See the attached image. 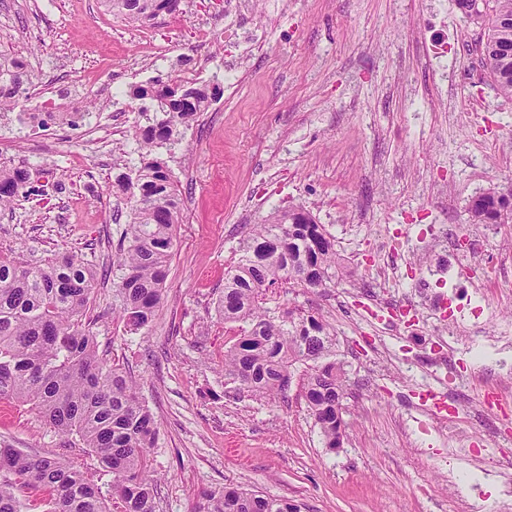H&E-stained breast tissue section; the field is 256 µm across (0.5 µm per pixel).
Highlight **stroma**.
Listing matches in <instances>:
<instances>
[{
    "label": "stroma",
    "mask_w": 512,
    "mask_h": 512,
    "mask_svg": "<svg viewBox=\"0 0 512 512\" xmlns=\"http://www.w3.org/2000/svg\"><path fill=\"white\" fill-rule=\"evenodd\" d=\"M487 18L458 0H179L174 13L136 24L98 0H0V50L24 56L34 92L28 110L77 102L93 124L59 131L49 147L0 130V160L26 163L39 183L0 209V259L42 263L76 253L98 276L91 330L108 362L135 383L159 430L151 464L160 512H198L204 491L226 486L294 501L300 512H493L512 482V445L468 431L495 471L469 467L453 494L446 436L421 432L416 399L453 383L431 361L435 319H375L377 282L393 237L423 246L439 225L467 240L479 194L512 188V101L501 96L476 46ZM446 50L448 66L433 67ZM237 75L225 85V72ZM208 86L214 98L185 128L168 165L183 210L164 300L149 329L127 332L112 313V256L127 228L116 179L139 122L128 89L153 79ZM447 197H439V185ZM301 206L323 224L339 258L325 289L282 284L265 303L300 309L336 334L347 377L346 432L324 448L301 380L287 397L214 400L224 351L238 324L216 311L238 243L252 225ZM478 263L489 273L480 302L490 314L462 319L474 346L455 343L472 396L512 363V337L483 340L512 322V223ZM57 456L75 468L92 457L62 449L30 408L0 400V447Z\"/></svg>",
    "instance_id": "1"
}]
</instances>
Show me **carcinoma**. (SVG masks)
<instances>
[{"label":"carcinoma","instance_id":"cac0c4a2","mask_svg":"<svg viewBox=\"0 0 512 512\" xmlns=\"http://www.w3.org/2000/svg\"><path fill=\"white\" fill-rule=\"evenodd\" d=\"M105 11L147 23L176 10L178 0H100ZM486 40L503 52L482 56L484 67L506 97H512V0H485ZM29 85L28 64L0 52V112L22 107ZM179 81L137 85L146 126L136 139L140 165L122 177L129 196L128 245L113 255L115 302L125 325L150 327L163 299L168 263L176 245L181 200L171 170L155 155L179 142L178 126L205 111L207 88H193V101L174 107ZM31 172L23 164L0 162V208L27 195ZM476 224L512 222V193L494 189L470 208ZM338 258L324 225L310 211L290 208L255 224L241 240L228 271L217 310L224 321L242 324L224 351L225 383L235 394L285 395L303 370L307 406L326 448L336 447L345 422L337 417L346 384L336 364V337L313 315L263 306L264 292L279 281L326 288L336 277ZM97 285L95 272L75 254L41 265L0 261V400L25 403L63 438L61 447H82L94 457L87 471L57 457L0 448V512H27L19 492L42 495V512H159L158 480L151 474L149 449L157 424L125 372L98 352L87 311ZM112 475L111 500L98 484ZM201 512H300V507L260 491L224 488L204 494Z\"/></svg>","mask_w":512,"mask_h":512}]
</instances>
